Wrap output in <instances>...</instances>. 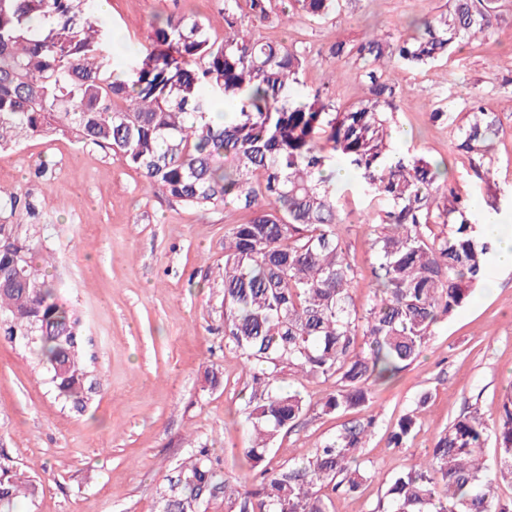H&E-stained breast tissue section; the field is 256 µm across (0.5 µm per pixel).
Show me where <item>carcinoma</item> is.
<instances>
[{
    "label": "carcinoma",
    "instance_id": "carcinoma-1",
    "mask_svg": "<svg viewBox=\"0 0 512 512\" xmlns=\"http://www.w3.org/2000/svg\"><path fill=\"white\" fill-rule=\"evenodd\" d=\"M292 8L322 18L339 0H292ZM219 14L221 42L208 20L157 19L149 47L116 76L113 29L98 0H0V152L25 139L67 138L108 152L178 203L247 214L224 234L219 272L224 347L246 375L245 476L220 479L212 450L191 448L161 493L160 512H199L218 491L224 512H329L332 498L355 497L377 478L361 459L375 418L343 428L309 457L273 466L279 437L314 407L336 415L364 407L468 302L492 244L473 234L466 200L447 188L444 161L394 151L403 130L392 105L402 91L387 65L423 68L472 36L491 35L497 0H454L395 38L331 42L327 54L356 62L365 87L344 109L321 89L294 98L307 55L254 34L268 20L267 0H223ZM464 110L456 149L483 156L501 124L474 102ZM338 165L353 180L334 178ZM353 184L377 218L376 289L362 311L351 295L356 265L336 230L338 199ZM22 209L33 216L37 205L21 187L0 185V319L8 339L35 352L58 395L78 398L87 378L82 320L60 301L50 258L19 233ZM286 375L330 392L314 403L284 389ZM427 404L424 394L393 426L389 445L413 436L416 410ZM491 434L499 447L492 476L480 458ZM503 482L512 484V400L493 427L475 411L455 418L423 463L391 478L372 512H512V496L498 493ZM38 493L35 477L0 457V512Z\"/></svg>",
    "mask_w": 512,
    "mask_h": 512
}]
</instances>
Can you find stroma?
<instances>
[{
    "label": "stroma",
    "mask_w": 512,
    "mask_h": 512,
    "mask_svg": "<svg viewBox=\"0 0 512 512\" xmlns=\"http://www.w3.org/2000/svg\"><path fill=\"white\" fill-rule=\"evenodd\" d=\"M449 0H342L338 13L318 20L284 19L285 0H270L263 36L308 48L298 93L328 88L331 101L350 105L365 94L358 65L325 52L335 38L358 40L370 31L401 34L409 17L446 8ZM492 36L478 37L429 71L389 65L404 91L393 111L404 154L448 163V185L471 202L473 215L500 208L512 218V0H499ZM218 0H106L104 13L133 48L148 43L155 15L190 13L212 22L224 38ZM478 102L502 125L486 156L455 151L457 127L434 124L431 105L461 112ZM44 176H36L37 167ZM0 184L23 186L43 208L36 242L55 254L50 269L62 298L85 318L83 346L92 390L83 404L58 398L28 348L0 336V455L46 474L35 500L19 512H159L167 484L187 449L211 448L217 471L244 472L248 445L240 409L245 378L225 348L221 300L214 276L224 264V233L242 221L227 207L203 211L147 189L140 175L99 148L63 138L29 139L0 152ZM369 203L347 191L338 204L339 232L357 266L351 293L357 307L374 296ZM219 370L220 382L204 379ZM430 402L405 447H390L387 426ZM512 394V270L486 267L484 286L442 321L422 353L390 384L378 387L364 412H309L279 439L276 461L311 455L344 424L375 415L377 427L362 457L379 478L353 498H336L330 512H369L402 469L422 459L437 432L468 408L495 422Z\"/></svg>",
    "instance_id": "obj_1"
}]
</instances>
